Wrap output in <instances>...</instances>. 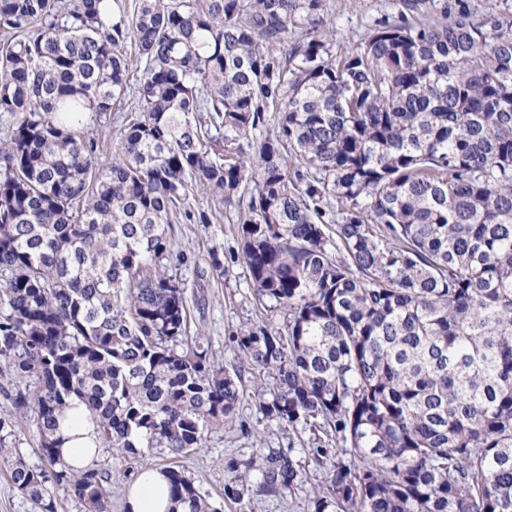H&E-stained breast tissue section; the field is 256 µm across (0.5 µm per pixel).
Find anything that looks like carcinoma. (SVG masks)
<instances>
[{"instance_id":"1","label":"carcinoma","mask_w":512,"mask_h":512,"mask_svg":"<svg viewBox=\"0 0 512 512\" xmlns=\"http://www.w3.org/2000/svg\"><path fill=\"white\" fill-rule=\"evenodd\" d=\"M324 6L0 0V358L36 381L12 403L42 465L4 438L0 460L32 501L51 478L110 512L102 474L57 451L72 405L100 448L182 456L235 420L247 373L325 466L312 512H512V0H396L342 57L326 34L288 41ZM129 39L139 115L101 167L83 118L127 95ZM266 112L277 131L254 142ZM198 189L239 205L256 298L283 317L239 329L230 371L166 264ZM254 467L227 498L302 482L281 451ZM165 472L168 512H218Z\"/></svg>"}]
</instances>
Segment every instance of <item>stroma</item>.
<instances>
[{"label":"stroma","instance_id":"1","mask_svg":"<svg viewBox=\"0 0 512 512\" xmlns=\"http://www.w3.org/2000/svg\"><path fill=\"white\" fill-rule=\"evenodd\" d=\"M393 3L394 0H326L323 17L333 32V53L340 55L355 48L379 21L393 19ZM137 114V101L130 95L119 111L91 121L101 165L111 163L120 130ZM188 212V217L172 225L171 267L185 285L192 333L202 336L216 360L231 367L239 357L236 334L241 326L277 329L282 319L279 313L263 309L255 297L249 272L238 253L236 209L215 204L209 193L201 191L190 200ZM25 386V381L0 366V420L11 423L7 446L14 457L36 465L40 462L36 426L11 402L12 396ZM257 405V390L252 380H245L237 423L211 432L204 447L177 459L163 448L153 449L151 457L145 459L119 448L102 449L93 465L105 477L111 512H127L128 492L141 469L170 464L193 479L211 502L221 506L222 512H308V498L323 481L325 470L313 461L307 449L289 446L287 431L265 417ZM244 424L252 428V435L241 433ZM261 447L289 451L305 473L304 484L279 498L228 500L224 496V486L232 478L228 462L246 469Z\"/></svg>","mask_w":512,"mask_h":512}]
</instances>
